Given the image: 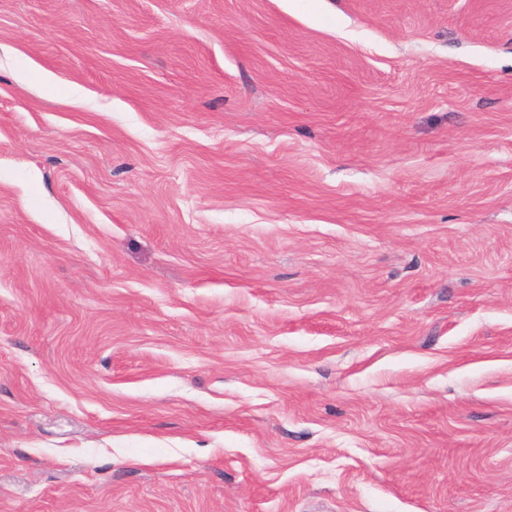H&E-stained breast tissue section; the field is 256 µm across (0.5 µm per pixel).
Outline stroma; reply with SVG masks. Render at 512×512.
<instances>
[{"instance_id": "35a3bbf8", "label": "stroma", "mask_w": 512, "mask_h": 512, "mask_svg": "<svg viewBox=\"0 0 512 512\" xmlns=\"http://www.w3.org/2000/svg\"><path fill=\"white\" fill-rule=\"evenodd\" d=\"M0 512H512V0H0Z\"/></svg>"}]
</instances>
